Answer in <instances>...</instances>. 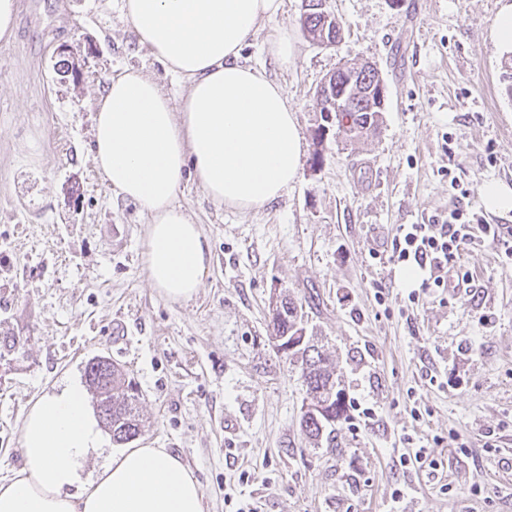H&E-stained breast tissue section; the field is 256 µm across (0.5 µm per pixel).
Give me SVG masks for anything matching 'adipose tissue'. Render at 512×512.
Returning <instances> with one entry per match:
<instances>
[{"label": "adipose tissue", "instance_id": "1", "mask_svg": "<svg viewBox=\"0 0 512 512\" xmlns=\"http://www.w3.org/2000/svg\"><path fill=\"white\" fill-rule=\"evenodd\" d=\"M284 0H122L140 45L188 91L173 103L136 69L110 78L96 104L91 152L107 186L139 205L147 278L168 301L202 288L211 243L178 203L185 176L225 208L248 213L296 181L303 137L282 85L241 63L261 21ZM78 385L38 399L21 426L22 465L0 480V512H203L192 471L166 448L132 446L84 477L101 447Z\"/></svg>", "mask_w": 512, "mask_h": 512}]
</instances>
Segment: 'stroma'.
<instances>
[{
	"instance_id": "35a3bbf8",
	"label": "stroma",
	"mask_w": 512,
	"mask_h": 512,
	"mask_svg": "<svg viewBox=\"0 0 512 512\" xmlns=\"http://www.w3.org/2000/svg\"><path fill=\"white\" fill-rule=\"evenodd\" d=\"M503 0H326L340 41L303 35L302 0L261 22L241 60L286 90L305 156L284 198L242 214L192 179L179 202L212 246L203 288L171 303L143 263L146 215L108 189L92 160L96 102L135 68L173 101L185 84L139 45L121 0H18L0 42V479L22 462L34 402L83 382L105 355L134 378L139 445L181 457L204 512H512V263L487 246L448 287L410 308L390 262L398 225L484 206V182L512 184V52L493 28ZM293 39L281 67L267 39ZM371 63L388 88L377 132L319 134L316 90L340 62ZM288 293L332 356L348 407L333 441L300 426L298 363L276 351L270 301ZM438 470L403 466L409 445Z\"/></svg>"
}]
</instances>
